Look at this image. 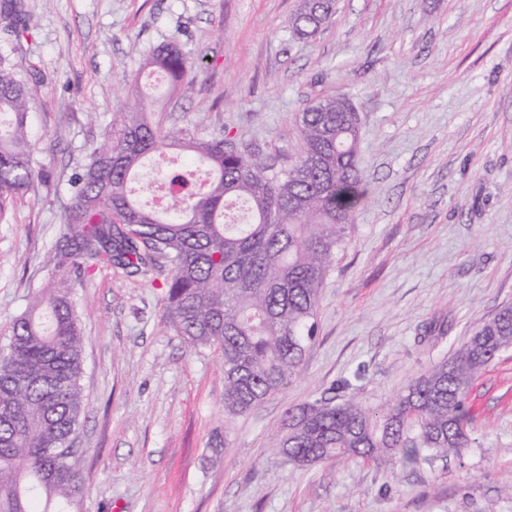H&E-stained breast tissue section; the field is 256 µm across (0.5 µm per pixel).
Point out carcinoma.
<instances>
[{
    "label": "carcinoma",
    "instance_id": "carcinoma-1",
    "mask_svg": "<svg viewBox=\"0 0 512 512\" xmlns=\"http://www.w3.org/2000/svg\"><path fill=\"white\" fill-rule=\"evenodd\" d=\"M4 40L30 29L20 0H4ZM334 14V0H302L290 20L312 38ZM141 67L171 88L200 74L176 39L140 53ZM33 96L0 55V200L35 191L42 173L28 134ZM338 94L298 114V157L288 166L256 158L221 134L163 125L149 97L131 90L112 130L89 147L71 183L64 233L54 260L76 275L98 261L154 286L168 271L162 321L194 348L223 356L224 409L242 415L276 395L298 372L315 332L319 292L365 195L358 165V116ZM171 149L206 170L168 181L163 206L146 205L132 183L146 160ZM245 207L232 224L227 207ZM512 343V307L479 321L449 359L431 364L389 402L317 399L285 414L277 443L288 462L320 464L390 455L401 462L470 446L465 397L471 381ZM84 336L69 288L32 294L0 347V512H64L83 489L68 446L84 410Z\"/></svg>",
    "mask_w": 512,
    "mask_h": 512
}]
</instances>
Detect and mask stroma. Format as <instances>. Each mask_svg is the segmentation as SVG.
<instances>
[{
  "label": "stroma",
  "mask_w": 512,
  "mask_h": 512,
  "mask_svg": "<svg viewBox=\"0 0 512 512\" xmlns=\"http://www.w3.org/2000/svg\"><path fill=\"white\" fill-rule=\"evenodd\" d=\"M300 4L25 0L35 24L9 56L43 176L0 203V341L54 273L69 178L131 85L166 98L169 123L281 164L304 105L347 94L366 189L298 373L244 415L224 410L220 352L164 327L166 272L151 288L103 262L68 276L86 403L69 512H512V349L469 388L463 457L299 467L276 450L288 409L389 401L512 306V0H335L308 39L289 26ZM170 38L201 68L173 95L135 52Z\"/></svg>",
  "instance_id": "obj_1"
}]
</instances>
